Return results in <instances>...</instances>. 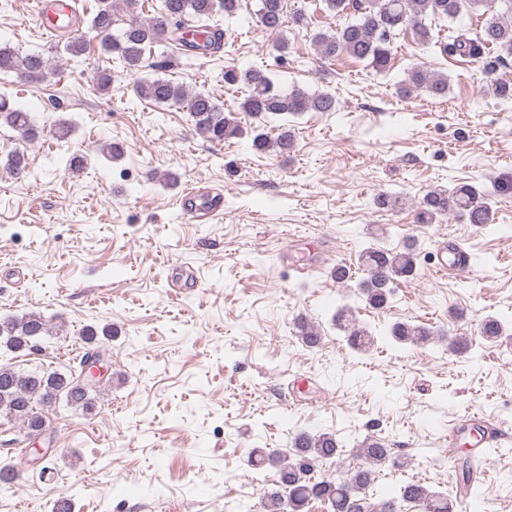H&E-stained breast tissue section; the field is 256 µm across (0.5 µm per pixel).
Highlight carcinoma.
I'll return each mask as SVG.
<instances>
[{
    "label": "carcinoma",
    "instance_id": "carcinoma-1",
    "mask_svg": "<svg viewBox=\"0 0 512 512\" xmlns=\"http://www.w3.org/2000/svg\"><path fill=\"white\" fill-rule=\"evenodd\" d=\"M160 6L148 19L140 18L145 0H122L127 26L117 35L111 34L114 25L112 0H100V6L91 20V27L106 34L102 51L124 65L130 75L143 68L147 48L168 42L183 47L192 54H213L224 46V31L208 24L218 13L237 14L241 0H159ZM324 11L336 20V30L319 32L312 38L317 55L324 60L349 56L367 63L374 72L386 73L391 68L392 50L396 40L412 30L418 44L437 46L449 55L467 56L493 71L504 62V55H512V0H321ZM482 20L474 32L451 34L436 39L430 21L446 22L462 12L475 13L479 9ZM257 23L275 37L276 49L288 50L285 35V0H257L254 12ZM15 71L31 81L44 79L52 71L51 60L40 53L21 55L7 44H0V72ZM224 85L228 88L244 86L243 98L235 108L218 104L206 93L191 94L168 79L144 77L133 84L135 94L157 105H187L198 134L212 142H223L242 134L240 121L235 116L243 112L249 116L297 115L303 112L337 111L336 95L327 91L310 93L294 87L284 93L263 69L240 70L234 65L224 67ZM424 89L435 97L448 94V76L414 65L399 92L409 95ZM7 125L26 141L39 137V130L30 113L17 106L5 95H0V125ZM253 149L263 155L284 157L295 149L293 130L278 126L271 134L260 131L252 138ZM7 168L16 177L29 175L25 155L16 152L8 157ZM450 216L463 217L467 223L492 229L493 211L490 194L474 185L463 184L453 188L428 190L419 203L416 222L435 224ZM365 277L359 281V299L375 310L391 306L394 286L401 280L415 277L417 272L416 242L408 240L400 250L371 245L357 258ZM336 325L347 332L350 348L368 351L375 337L358 325L347 304L336 307ZM506 334L505 325L498 318L488 316L478 323V335L487 343H495ZM53 335L49 321L40 314L0 319V347L12 353H23ZM435 331L426 325L396 322L385 337L398 344L420 346L432 339ZM112 336V329L86 327L81 335L83 350L75 357L77 363L66 373H20L8 364H0V416L19 423L26 434H34L43 427L38 407H50L59 399L83 412L95 409L89 375L84 367L92 358L100 357L101 338ZM344 441L333 433L299 432L293 448L284 460L275 487L264 492V512H309L311 504L320 502L330 512H403L406 504L417 512H454L452 495L436 492L419 482L400 485L388 499L375 502L368 491L377 481V469L393 460L390 444L383 438L368 435L356 445L355 455L362 466L344 474L315 476L323 463L340 455Z\"/></svg>",
    "mask_w": 512,
    "mask_h": 512
}]
</instances>
